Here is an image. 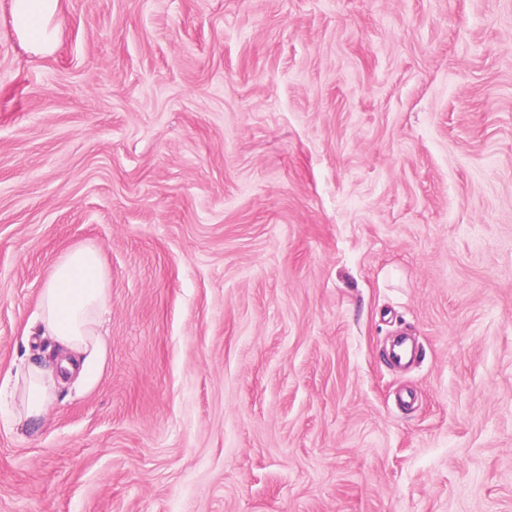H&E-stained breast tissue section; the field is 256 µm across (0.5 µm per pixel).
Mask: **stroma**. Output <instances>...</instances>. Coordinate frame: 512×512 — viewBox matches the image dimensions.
Returning a JSON list of instances; mask_svg holds the SVG:
<instances>
[{"label":"stroma","instance_id":"obj_1","mask_svg":"<svg viewBox=\"0 0 512 512\" xmlns=\"http://www.w3.org/2000/svg\"><path fill=\"white\" fill-rule=\"evenodd\" d=\"M54 23L0 0V387L74 247L108 353L0 406V512H512V0ZM60 0H11V16L18 36L34 55L54 51L57 31L52 21Z\"/></svg>","mask_w":512,"mask_h":512}]
</instances>
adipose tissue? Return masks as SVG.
<instances>
[{
    "label": "adipose tissue",
    "instance_id": "obj_1",
    "mask_svg": "<svg viewBox=\"0 0 512 512\" xmlns=\"http://www.w3.org/2000/svg\"><path fill=\"white\" fill-rule=\"evenodd\" d=\"M60 0H11V16L18 36L29 51L47 55L54 51L57 31L52 21ZM111 296V282L98 253L80 247L65 253L47 280L39 304V332L63 351L54 369L27 368L20 390H0V399L20 397L27 417L41 416L56 386L73 379L88 389L99 380L107 358L98 331L99 318Z\"/></svg>",
    "mask_w": 512,
    "mask_h": 512
}]
</instances>
